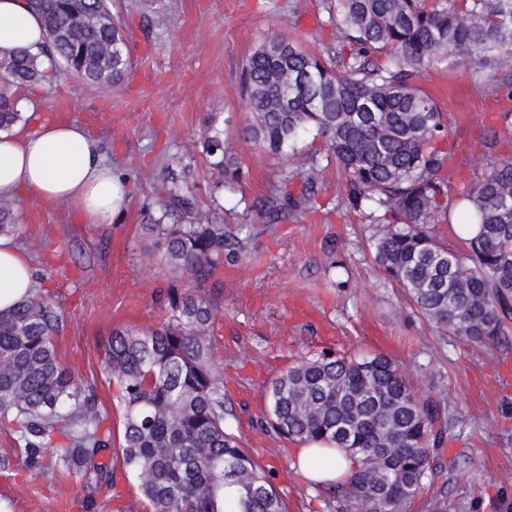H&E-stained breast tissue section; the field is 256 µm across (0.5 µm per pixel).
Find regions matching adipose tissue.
Segmentation results:
<instances>
[{"instance_id":"adipose-tissue-1","label":"adipose tissue","mask_w":512,"mask_h":512,"mask_svg":"<svg viewBox=\"0 0 512 512\" xmlns=\"http://www.w3.org/2000/svg\"><path fill=\"white\" fill-rule=\"evenodd\" d=\"M45 42L42 21L27 0H0V48L36 52ZM21 195L63 205L84 224H109L125 205L127 183L106 163L100 139L83 123L69 121L0 132V199ZM35 289V270L11 238L0 237V311ZM293 466L319 484L345 474L350 462L341 449L304 442Z\"/></svg>"}]
</instances>
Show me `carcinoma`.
<instances>
[{
  "mask_svg": "<svg viewBox=\"0 0 512 512\" xmlns=\"http://www.w3.org/2000/svg\"><path fill=\"white\" fill-rule=\"evenodd\" d=\"M43 22L45 48L0 49V130L22 120L14 93L41 82V58L86 84L112 88L128 70L124 30L112 0H28ZM342 51L326 61L278 34L240 73L253 121L244 136L283 153L305 132L325 137L347 174L351 208L382 214L371 248L376 264L429 321L473 342L505 344L512 331V157L492 162L465 194L450 193L444 115L416 79L434 64L498 71L512 62V0H335ZM310 74L288 111L276 110L274 69ZM209 164L228 173L223 132L205 138ZM309 178L262 200L270 224L311 205ZM175 185L160 216L142 232L182 288L160 292L164 317L149 330L115 329L101 345L103 371L118 388L122 442L112 451L96 381L61 360L64 314L35 290L0 313V425L16 447L0 451V471L50 481L84 479L82 508L98 512L112 496L120 460L148 512H285L273 471L258 449L226 428L224 370L211 333L220 315L211 283L225 262L247 252V238L207 218ZM458 210L465 248L445 244L436 226ZM15 207L0 201V235L16 229ZM261 430L290 442L324 441L352 461L345 479L322 493L334 512H397L435 476L440 447L457 419L442 398L418 393L385 354L356 361L322 351L268 385Z\"/></svg>",
  "mask_w": 512,
  "mask_h": 512,
  "instance_id": "1",
  "label": "carcinoma"
}]
</instances>
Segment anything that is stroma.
Returning a JSON list of instances; mask_svg holds the SVG:
<instances>
[{
    "label": "stroma",
    "instance_id": "1",
    "mask_svg": "<svg viewBox=\"0 0 512 512\" xmlns=\"http://www.w3.org/2000/svg\"><path fill=\"white\" fill-rule=\"evenodd\" d=\"M332 0H113L126 28V80L92 89L45 64V78L20 90L22 127L83 121L104 143L105 158L128 181L122 217L84 224L62 206L16 200L13 235L64 313L57 339L62 361L95 380L102 406L116 415V390L103 371L99 344L116 328L153 327L163 315L157 290L172 276L149 251L141 226L165 185L178 181L200 211L227 230L249 235L248 251L220 268L223 317L215 329L223 363L227 425L261 440L262 460L276 469L288 512H330L317 488L292 468L296 446L254 425L268 404L272 378L329 348L355 358H394L422 393L443 396L457 419L441 456L442 472L426 480L399 512H512V348L443 335L376 265L375 230L364 210L346 203L345 174L317 132L294 146L291 161L243 139L250 114L241 97L243 62L285 32L303 49L335 57L342 39L329 18ZM419 86L445 115L454 155L450 183L463 192L486 171V141L512 155V100L480 69L438 64ZM224 132L238 177L211 166L202 142L208 127ZM319 186L317 205L270 224L255 204L274 188L299 194ZM83 482L56 484L0 472L8 512H82Z\"/></svg>",
    "mask_w": 512,
    "mask_h": 512
}]
</instances>
